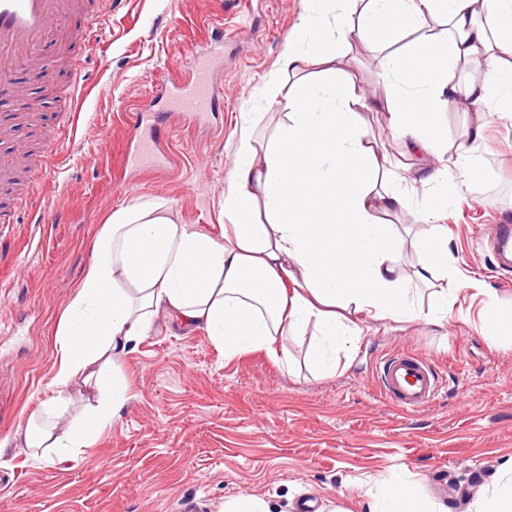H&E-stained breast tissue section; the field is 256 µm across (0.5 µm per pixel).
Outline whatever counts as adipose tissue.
I'll use <instances>...</instances> for the list:
<instances>
[{
	"instance_id": "obj_1",
	"label": "adipose tissue",
	"mask_w": 512,
	"mask_h": 512,
	"mask_svg": "<svg viewBox=\"0 0 512 512\" xmlns=\"http://www.w3.org/2000/svg\"><path fill=\"white\" fill-rule=\"evenodd\" d=\"M356 43L381 51L382 94L353 79ZM463 69L479 80L461 81ZM280 71L295 81L266 99L283 119L264 144L254 113L241 115L221 235L177 223L159 198L134 200L95 230L92 259L55 328L52 385L61 393L80 378L101 400L68 419L45 404L15 434L25 447L73 459L109 428L131 398L120 361L162 316L205 332L229 359L278 358L279 341L313 329L307 359L318 373L335 371L337 352L359 341L367 321H447V289L422 309L413 285L447 273L442 222L461 183L479 175L488 115H512V0H308ZM460 104L471 137L452 149L437 117ZM370 110L388 113L406 154L421 159L412 177L364 140ZM409 207L424 226L410 244L386 221ZM408 244L422 258L410 280L397 264ZM370 512L447 509L395 480Z\"/></svg>"
}]
</instances>
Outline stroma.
<instances>
[{"label":"stroma","mask_w":512,"mask_h":512,"mask_svg":"<svg viewBox=\"0 0 512 512\" xmlns=\"http://www.w3.org/2000/svg\"><path fill=\"white\" fill-rule=\"evenodd\" d=\"M304 0H112L85 59V92L73 119L55 98L60 62L19 82L41 107L14 127L10 147L53 143L44 194L0 223V441L54 395V330L91 260V237L114 210L139 198L167 200L178 218L219 234L221 200L241 117L304 14ZM224 24L218 100L201 124L168 118L157 164L129 166L128 115L159 109L156 82L190 75L191 43ZM478 152L480 176L448 210V263L459 278L435 277L415 301L448 291L443 327L422 320L369 322L335 372L305 363L309 335L288 336L287 364L262 353L224 358L201 331L157 320L127 354L121 373L133 398L112 426L74 460L46 462L14 445L0 450V512H224L252 494L272 512H369L397 479L421 497L466 512L512 461V347L482 328V289L512 308V284L491 249L493 224L512 219V117L491 114ZM69 213L55 224L57 208ZM396 354L428 359L440 386L427 409L405 413L378 390Z\"/></svg>","instance_id":"1"}]
</instances>
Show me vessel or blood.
<instances>
[{
    "mask_svg": "<svg viewBox=\"0 0 512 512\" xmlns=\"http://www.w3.org/2000/svg\"><path fill=\"white\" fill-rule=\"evenodd\" d=\"M87 10L84 0H0V92L17 96L19 73L39 61L46 46L89 41L90 27L71 23L77 13ZM223 47V33L215 32L208 42L191 48L193 64L187 81L162 83L170 114L195 120L212 110L217 93L213 71ZM493 243L499 260L511 267L512 225H495ZM380 382L387 398L404 412L425 407L438 390L433 368L414 357L386 360Z\"/></svg>",
    "mask_w": 512,
    "mask_h": 512,
    "instance_id": "vessel-or-blood-1",
    "label": "vessel or blood"
}]
</instances>
